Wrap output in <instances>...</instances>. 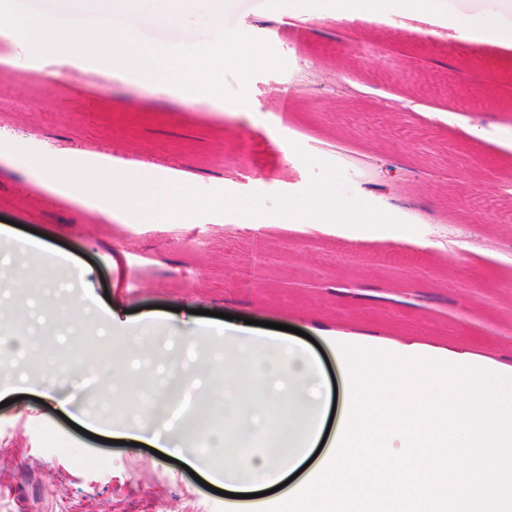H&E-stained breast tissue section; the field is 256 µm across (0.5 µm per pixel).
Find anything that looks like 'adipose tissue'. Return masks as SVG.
<instances>
[{"mask_svg": "<svg viewBox=\"0 0 512 512\" xmlns=\"http://www.w3.org/2000/svg\"><path fill=\"white\" fill-rule=\"evenodd\" d=\"M445 0H336L339 22H376L392 14L409 13L426 20L444 13ZM457 38L472 42L480 29L493 33L494 46L512 49V24L473 14L448 22ZM217 332L233 366L224 381L234 392L224 404V418L241 447L226 454L224 465L210 468L207 459L193 458L192 467L207 470L210 482L230 493H259L277 487L304 469L325 425L320 399V366L316 357L294 339L257 335L241 322H227ZM263 435L268 452L253 456L249 443Z\"/></svg>", "mask_w": 512, "mask_h": 512, "instance_id": "ef3b65f1", "label": "adipose tissue"}]
</instances>
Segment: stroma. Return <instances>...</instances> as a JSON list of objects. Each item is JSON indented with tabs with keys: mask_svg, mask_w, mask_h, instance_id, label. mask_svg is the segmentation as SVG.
<instances>
[{
	"mask_svg": "<svg viewBox=\"0 0 512 512\" xmlns=\"http://www.w3.org/2000/svg\"><path fill=\"white\" fill-rule=\"evenodd\" d=\"M334 0H228L215 26L196 0L198 23L184 29L160 17L156 0L117 7V18L146 41L167 46L203 43L217 28L244 30L285 59L286 70L264 71L248 83L255 110L234 115L197 106L195 93L165 84L130 97L111 80L88 84L79 68L38 99L43 75L25 51L0 54V337L24 331L36 343L20 371L0 387L20 386L22 398L0 408V512H222L223 495L183 467L198 452L177 427L202 413L203 430L223 421L209 404L223 374H201L178 387L168 411L141 413L140 424L177 444L167 461L139 447L109 443L110 424L128 408L113 402L110 377L94 373L63 394L105 424L88 436L63 419L57 403L40 399L44 366L63 367L84 342L110 350L137 382V402L152 397L139 384L155 370L203 357L220 345L201 334L195 348L160 333L165 308L181 315L202 309L285 324L312 333L367 327L377 337L414 336L457 342L502 361L512 359V205L500 180L512 177V150L474 140L475 127L512 121V65L502 50L464 44L445 33L449 18L501 16L502 0H448L446 15L411 18L402 32L386 23L352 25L333 19ZM289 88L288 98L269 95ZM406 99V113L380 118L388 97ZM303 147L341 167L352 193L411 224L403 237L356 229L257 230L244 217L199 216L192 224L104 223L96 197L73 199L61 185L24 173L18 148L57 160L82 159L206 191L293 194L313 171ZM243 162H234L236 154ZM41 232L45 252L19 257L16 240ZM67 253L66 266L50 252ZM68 296L91 292L149 347L123 346L125 334L100 318L64 324L47 311L44 286Z\"/></svg>",
	"mask_w": 512,
	"mask_h": 512,
	"instance_id": "obj_1",
	"label": "stroma"
}]
</instances>
